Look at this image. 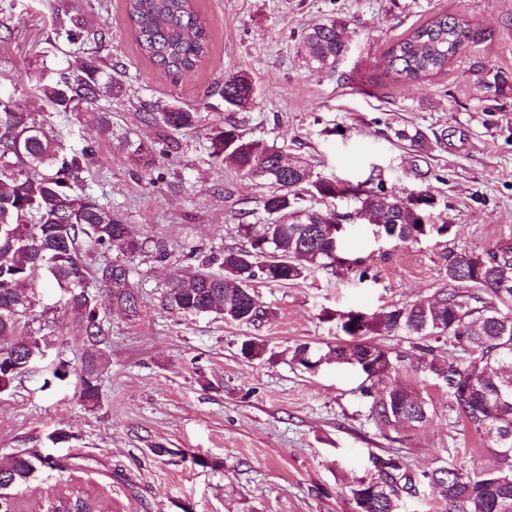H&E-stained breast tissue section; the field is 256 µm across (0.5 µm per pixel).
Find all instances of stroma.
I'll return each instance as SVG.
<instances>
[{
  "label": "stroma",
  "instance_id": "obj_1",
  "mask_svg": "<svg viewBox=\"0 0 512 512\" xmlns=\"http://www.w3.org/2000/svg\"><path fill=\"white\" fill-rule=\"evenodd\" d=\"M212 31L208 57L173 79L140 51L126 0H0V96L31 113L68 148L86 151L84 189L128 224L141 249L100 255L94 268L124 270L135 306L93 280L108 341L96 352L99 400L84 404L75 375L54 376L59 361L79 363L82 328L55 288L36 286L29 332L43 350L0 393V462L17 448L65 460L15 490L18 512L80 490L112 512H355L350 488L370 455L397 454L415 471L447 457L490 467L494 454L448 407L423 374H401L430 406L420 427L379 423L359 388L363 375L333 362L307 373L292 363L301 343L343 342L332 314H372L431 298L446 284V250L484 251L512 243V0H197ZM466 18L470 33L442 73L394 81L377 62L388 47L435 15ZM344 23L347 51L332 69L307 66L301 38L329 19ZM124 86L94 112H55L31 74L55 77L74 47ZM243 72L256 88L241 112L224 106V78ZM197 112L196 129L172 135L152 120L158 105ZM107 113L111 135L98 126ZM236 125L246 138L276 145L313 177L350 186L383 181L399 194L430 189V221L448 237L377 239L367 220L347 224L344 251L359 270L316 269L287 284L260 283L265 310L252 325L171 309L172 273L194 272L210 255L239 247V227L262 221L269 187L232 162L214 167L206 134ZM418 127L428 144L397 140ZM144 148L136 160L131 144ZM265 346L244 358L243 340ZM71 438L53 444L54 431Z\"/></svg>",
  "mask_w": 512,
  "mask_h": 512
}]
</instances>
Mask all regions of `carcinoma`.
<instances>
[{
	"label": "carcinoma",
	"instance_id": "carcinoma-1",
	"mask_svg": "<svg viewBox=\"0 0 512 512\" xmlns=\"http://www.w3.org/2000/svg\"><path fill=\"white\" fill-rule=\"evenodd\" d=\"M131 31L144 55L172 77L192 72L208 56L211 29L195 0H126ZM343 25L330 20L302 37L304 58L312 67L332 68L345 52ZM468 36L461 15L440 14L394 42L377 66L394 80L406 83L441 73ZM84 76L72 81L61 72L37 86L40 95L62 112H93L98 102L122 91V83L104 72L91 57L80 65ZM256 94L248 75L224 79V104L230 110L248 108ZM158 119L170 130H193L198 113L164 104ZM402 141L422 146L427 135L417 127L393 129ZM210 157L218 167L229 159L267 183L264 212L272 220L242 224L246 244L218 257L224 274L197 271L173 274L167 290L169 306L181 312L215 313L239 324H253L264 315L254 283H286L315 268L352 266L341 260V243L330 234L329 208L311 202L347 195L352 189L338 180L312 179L307 167L286 158L282 150L246 140L237 127H215L208 134ZM86 152H67L55 135L30 114L11 111L0 98V337L13 342L0 349V393L7 391L41 352L39 340L23 332L22 321L32 316L36 277L57 288L84 328L83 344L105 341L99 320L98 296L88 281L93 270L79 255V240L88 239L101 251L114 247L139 248L128 225L112 209L80 191ZM434 204L428 190L404 195L386 191L383 182L365 192L361 205L386 237L400 242L442 238L449 224H432L426 209ZM448 284L432 300L393 304L378 313L339 315L340 328L351 340L325 356L308 343L297 345L291 360L308 372L333 359L365 375L394 379L402 372H422L432 386L448 395L449 409L478 434L496 458L490 468L466 469L454 459L430 472L416 473L399 455H371V474L354 484L352 500L366 492L363 512H400L402 499L415 497L423 484L444 490L446 512H512V245L498 244L483 252L444 256ZM105 277L118 300L133 307L126 277L108 267ZM407 336L412 349L385 348L371 335ZM448 345L443 356L437 343ZM84 400L99 399L97 365L84 358L75 371ZM375 418L388 426L419 427L428 421V403L416 389L396 382L372 402ZM62 470L64 461L28 449L14 452L0 465V512H15L11 490L25 487L43 469ZM50 507L56 512H104L99 499L63 496Z\"/></svg>",
	"mask_w": 512,
	"mask_h": 512
}]
</instances>
